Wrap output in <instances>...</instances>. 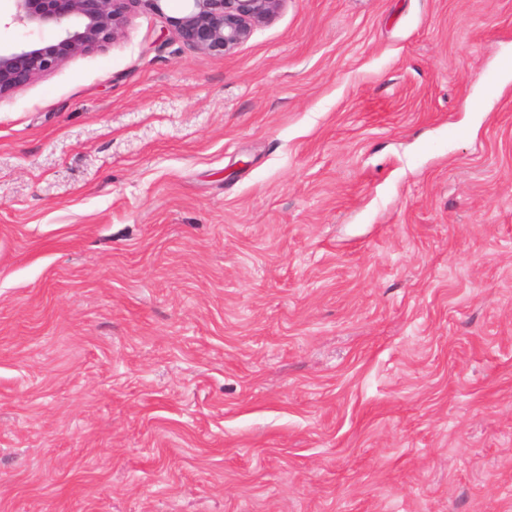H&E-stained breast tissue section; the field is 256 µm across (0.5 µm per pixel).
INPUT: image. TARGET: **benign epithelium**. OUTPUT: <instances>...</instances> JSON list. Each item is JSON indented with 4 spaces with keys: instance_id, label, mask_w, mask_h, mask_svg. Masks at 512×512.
<instances>
[{
    "instance_id": "benign-epithelium-1",
    "label": "benign epithelium",
    "mask_w": 512,
    "mask_h": 512,
    "mask_svg": "<svg viewBox=\"0 0 512 512\" xmlns=\"http://www.w3.org/2000/svg\"><path fill=\"white\" fill-rule=\"evenodd\" d=\"M10 23L31 31L56 29L50 44L28 43L0 50V96L54 71L68 58L93 51L119 38L127 14L144 2L156 11L162 0H10ZM174 20L179 38L208 52L226 53L253 30L272 20L284 0H186Z\"/></svg>"
}]
</instances>
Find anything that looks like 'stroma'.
<instances>
[{"label":"stroma","mask_w":512,"mask_h":512,"mask_svg":"<svg viewBox=\"0 0 512 512\" xmlns=\"http://www.w3.org/2000/svg\"><path fill=\"white\" fill-rule=\"evenodd\" d=\"M182 9L0 96V512H512V0ZM185 13L174 20L188 46L226 53L245 42L253 30L272 20L285 0H182Z\"/></svg>","instance_id":"stroma-1"}]
</instances>
